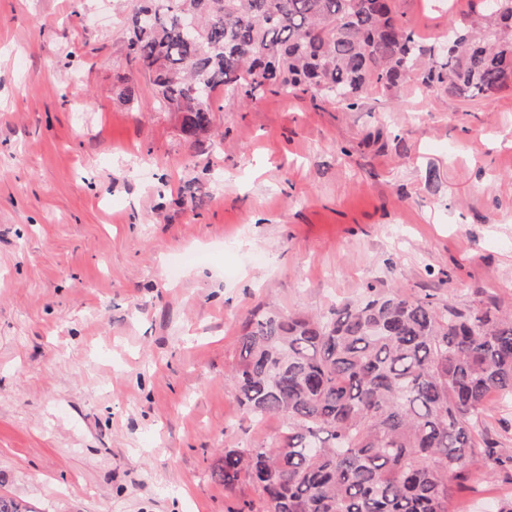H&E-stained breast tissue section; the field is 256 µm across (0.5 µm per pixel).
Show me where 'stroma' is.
I'll return each instance as SVG.
<instances>
[{
	"instance_id": "35a3bbf8",
	"label": "stroma",
	"mask_w": 512,
	"mask_h": 512,
	"mask_svg": "<svg viewBox=\"0 0 512 512\" xmlns=\"http://www.w3.org/2000/svg\"><path fill=\"white\" fill-rule=\"evenodd\" d=\"M425 41L469 0H399ZM129 0H0V495L29 512H265L211 474L266 444L225 385L269 304L366 285L512 310V86L343 110L217 94L215 139L127 61ZM512 470L454 512H498Z\"/></svg>"
}]
</instances>
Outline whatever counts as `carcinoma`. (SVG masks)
<instances>
[{
    "label": "carcinoma",
    "instance_id": "obj_1",
    "mask_svg": "<svg viewBox=\"0 0 512 512\" xmlns=\"http://www.w3.org/2000/svg\"><path fill=\"white\" fill-rule=\"evenodd\" d=\"M133 0L126 58L184 139L211 126L219 87L253 100L301 91L351 110L416 81L486 98L512 82V0H478L431 43L397 0ZM200 18L196 40L182 18ZM226 381L253 419L276 417L259 448H226L213 469L246 477L266 512H449L480 450L494 471L512 448L482 437L489 395L512 402V314L368 284L319 315L256 307Z\"/></svg>",
    "mask_w": 512,
    "mask_h": 512
}]
</instances>
